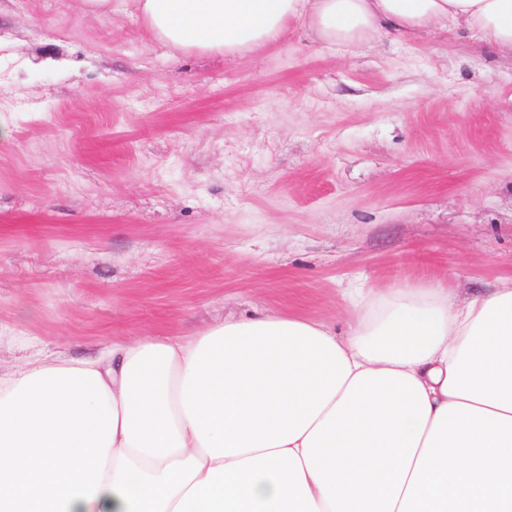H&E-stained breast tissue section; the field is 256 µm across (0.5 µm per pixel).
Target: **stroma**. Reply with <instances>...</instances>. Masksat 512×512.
Returning a JSON list of instances; mask_svg holds the SVG:
<instances>
[{"mask_svg": "<svg viewBox=\"0 0 512 512\" xmlns=\"http://www.w3.org/2000/svg\"><path fill=\"white\" fill-rule=\"evenodd\" d=\"M512 278V48L445 21L237 54L0 0V375L354 288Z\"/></svg>", "mask_w": 512, "mask_h": 512, "instance_id": "stroma-1", "label": "stroma"}]
</instances>
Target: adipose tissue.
I'll use <instances>...</instances> for the list:
<instances>
[{
	"mask_svg": "<svg viewBox=\"0 0 512 512\" xmlns=\"http://www.w3.org/2000/svg\"><path fill=\"white\" fill-rule=\"evenodd\" d=\"M182 51L303 21L329 41L462 21L512 46V0H137ZM298 316L116 342L0 376V512H512V279L353 289Z\"/></svg>",
	"mask_w": 512,
	"mask_h": 512,
	"instance_id": "adipose-tissue-1",
	"label": "adipose tissue"
}]
</instances>
